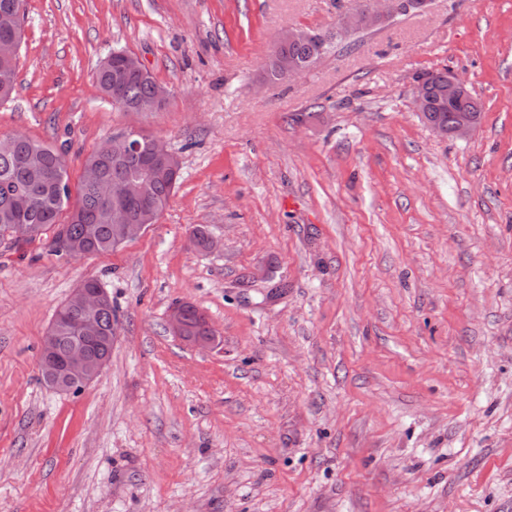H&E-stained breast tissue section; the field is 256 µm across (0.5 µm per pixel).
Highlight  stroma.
<instances>
[{
	"label": "stroma",
	"instance_id": "obj_1",
	"mask_svg": "<svg viewBox=\"0 0 512 512\" xmlns=\"http://www.w3.org/2000/svg\"><path fill=\"white\" fill-rule=\"evenodd\" d=\"M360 2L26 0L0 138L63 151L73 190L131 130L181 172L110 253L0 238V512H512V0H427L262 82L282 30ZM118 50L165 107L98 89ZM443 67L484 106L464 139L414 110ZM88 278L112 356L61 392L41 339ZM183 301L214 345L170 334Z\"/></svg>",
	"mask_w": 512,
	"mask_h": 512
}]
</instances>
